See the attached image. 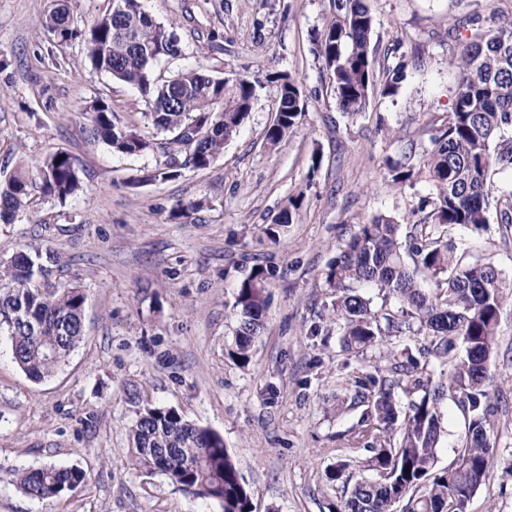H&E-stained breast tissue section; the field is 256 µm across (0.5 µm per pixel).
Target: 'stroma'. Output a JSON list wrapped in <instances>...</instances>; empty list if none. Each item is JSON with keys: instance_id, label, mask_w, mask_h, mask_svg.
<instances>
[{"instance_id": "35a3bbf8", "label": "stroma", "mask_w": 512, "mask_h": 512, "mask_svg": "<svg viewBox=\"0 0 512 512\" xmlns=\"http://www.w3.org/2000/svg\"><path fill=\"white\" fill-rule=\"evenodd\" d=\"M170 23L180 59L155 72L197 69L255 85L249 117L210 167L135 184L161 152L112 153L85 118L103 98L117 120L156 138L146 103L132 86L92 69L85 45L58 46L41 18L51 0H0V180L18 167L36 170L51 153L76 162L82 188L66 201L32 187L14 223L0 224V256L52 248L54 281L80 283L87 303L84 337L66 364L36 382L0 343V512H221L212 501L136 466L128 428L145 405L176 409L220 433L250 494L252 512H334L346 494L331 480L336 464L355 462L364 374L380 365L376 348L343 352L336 331L329 263L357 225L375 215L424 224L426 178L393 186L389 166L419 161L444 129L457 85L448 29L473 14L512 18V0H369L373 90L363 112H342L315 55L313 36L335 12L334 0H141ZM402 68L395 94L386 71ZM291 74L305 109L276 146L265 132L278 87L269 74ZM302 195L279 240L267 224ZM202 208L173 217L176 204ZM458 248L492 261L512 281V225L449 228ZM271 284L267 323L248 367L226 354L237 325L234 296L253 267ZM490 431V474L469 512H512V302L502 312ZM437 468L460 454L468 418L454 398L440 407ZM77 466L87 480L51 501L28 498L18 471Z\"/></svg>"}]
</instances>
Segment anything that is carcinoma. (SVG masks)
Segmentation results:
<instances>
[{
	"instance_id": "carcinoma-1",
	"label": "carcinoma",
	"mask_w": 512,
	"mask_h": 512,
	"mask_svg": "<svg viewBox=\"0 0 512 512\" xmlns=\"http://www.w3.org/2000/svg\"><path fill=\"white\" fill-rule=\"evenodd\" d=\"M336 16L315 36L316 54L330 79L340 109L362 112L372 87L371 39L375 25L368 0H335ZM44 23L63 47L81 39L91 66L135 86L145 98L148 118L165 143L183 149L184 159L171 157L144 172L141 182L171 180L186 167L208 168L223 153L252 110L254 84L244 78L223 80L194 69L175 70L159 79L154 68L162 60L183 55L180 40L158 22L141 0H121L112 10L82 29L73 24L61 0H54ZM462 46L448 35V53L457 72L458 90L440 135L432 138L422 167L397 165L391 182L399 187L423 174L431 196L419 201L431 207L433 226L480 228L489 223L491 206L502 224H512V193L502 197L491 182L492 170L512 164V21L486 28L469 21ZM279 85L276 121L266 140L275 146L297 127L303 112L291 75L271 76ZM94 134L112 152L134 156L153 147L144 135L116 122L101 98L88 108ZM41 190L64 201L80 188L70 155L55 153L40 168ZM32 179L22 168L0 180V223L11 224L25 208ZM266 228L291 223L289 200ZM55 260L47 249L19 250L0 261V337H6L13 361L31 379L53 375L83 337L87 295L76 284L48 282ZM41 272L42 282L29 281L27 265ZM336 289V329L344 350L355 354L387 345L391 336H425L426 355L448 366V381L434 380L427 366L411 352L404 355L413 379L404 415L394 399V384L369 374L375 389L357 396L366 406L359 437L369 455L358 461L376 480L352 486L341 512H390L408 499V512H467L477 488L489 473L492 407L486 403L490 365L509 289L501 269L469 252L458 253L452 242L434 236L426 225L402 232L396 217L381 213L357 229L326 272ZM375 288L398 302L394 310L376 309L359 292ZM266 272L256 268L237 289L233 310L238 325L227 345L240 367L251 361L252 344L265 326L269 306ZM458 394L469 418L459 462L435 469L442 422L440 405L447 391ZM133 460L139 467L164 475L171 484L218 503L222 512H252L245 480L216 432L198 426L174 409L146 406L130 426ZM86 482L75 467L46 465L18 473L17 487L40 501L61 498Z\"/></svg>"
}]
</instances>
